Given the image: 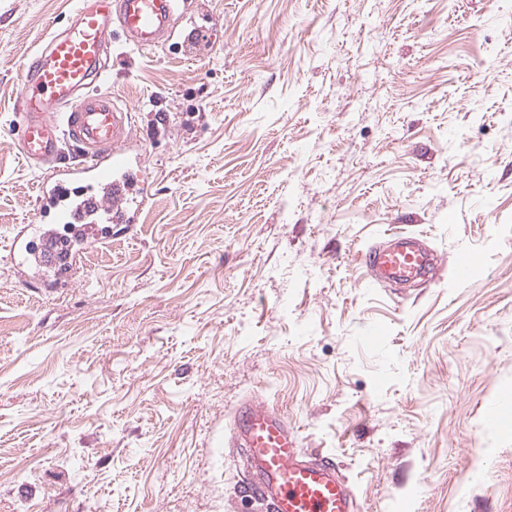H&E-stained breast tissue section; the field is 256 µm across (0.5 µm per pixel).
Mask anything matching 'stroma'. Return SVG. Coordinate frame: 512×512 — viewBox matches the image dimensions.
I'll use <instances>...</instances> for the list:
<instances>
[{
  "instance_id": "obj_1",
  "label": "stroma",
  "mask_w": 512,
  "mask_h": 512,
  "mask_svg": "<svg viewBox=\"0 0 512 512\" xmlns=\"http://www.w3.org/2000/svg\"><path fill=\"white\" fill-rule=\"evenodd\" d=\"M209 39L112 36L149 198L54 292L7 247L42 172L9 133L68 0H0V512H265L245 399L361 512H512V0H206ZM445 263L370 283L388 230ZM475 258L469 283L449 267Z\"/></svg>"
}]
</instances>
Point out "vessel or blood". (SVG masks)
<instances>
[{
    "label": "vessel or blood",
    "instance_id": "obj_1",
    "mask_svg": "<svg viewBox=\"0 0 512 512\" xmlns=\"http://www.w3.org/2000/svg\"><path fill=\"white\" fill-rule=\"evenodd\" d=\"M187 0H75L68 24L52 32L24 67L15 139L24 160L44 174L37 186L41 207L55 209L62 224L81 225L86 238L105 242L112 224L135 223L147 196L144 171L132 168L133 115L112 94L100 91L109 67L113 30L128 44L150 50L174 34ZM80 161L59 166L63 144ZM61 232H22L10 248L15 266L53 277L63 255ZM439 260L415 235L390 234L366 254L368 278L407 285L436 278ZM230 444L244 449L249 476L243 493L266 512H358L355 494L334 458L306 457L287 417L275 405L248 399L237 408Z\"/></svg>",
    "mask_w": 512,
    "mask_h": 512
}]
</instances>
